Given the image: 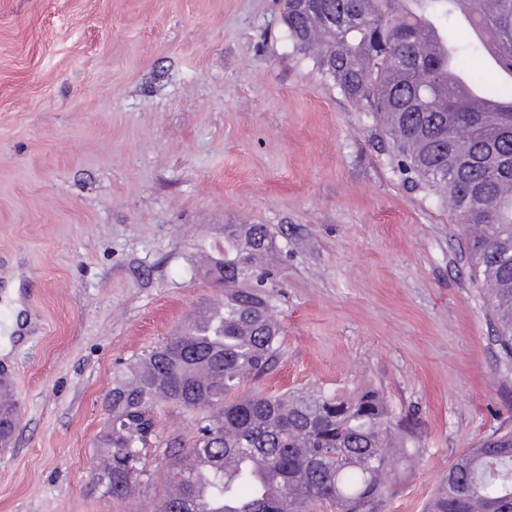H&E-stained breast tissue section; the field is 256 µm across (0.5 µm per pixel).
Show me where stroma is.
I'll return each instance as SVG.
<instances>
[{
    "label": "stroma",
    "instance_id": "stroma-1",
    "mask_svg": "<svg viewBox=\"0 0 512 512\" xmlns=\"http://www.w3.org/2000/svg\"><path fill=\"white\" fill-rule=\"evenodd\" d=\"M228 224L280 252L269 394L378 389L422 449L381 512H423L459 455L512 428V361L465 227L372 119L295 54L278 0H0V367L25 413L0 512H156L95 488L115 372L221 297ZM206 234H197V226Z\"/></svg>",
    "mask_w": 512,
    "mask_h": 512
}]
</instances>
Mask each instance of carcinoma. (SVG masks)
Masks as SVG:
<instances>
[{"label":"carcinoma","mask_w":512,"mask_h":512,"mask_svg":"<svg viewBox=\"0 0 512 512\" xmlns=\"http://www.w3.org/2000/svg\"><path fill=\"white\" fill-rule=\"evenodd\" d=\"M288 40L358 112L372 115L419 179L453 199L466 225L472 275L487 293L496 338L512 360V0H282ZM433 26L448 53L422 46ZM462 76L500 111H480L448 81ZM265 224L224 225L205 277L224 297L115 374L96 483L123 499L160 447L155 410L195 415L185 444L165 443L178 494L157 512H380L419 455L415 421L398 419L376 388L350 396L307 388L240 394L274 370L280 325ZM211 458L215 467L195 469ZM427 512H512V430L458 457Z\"/></svg>","instance_id":"obj_1"}]
</instances>
